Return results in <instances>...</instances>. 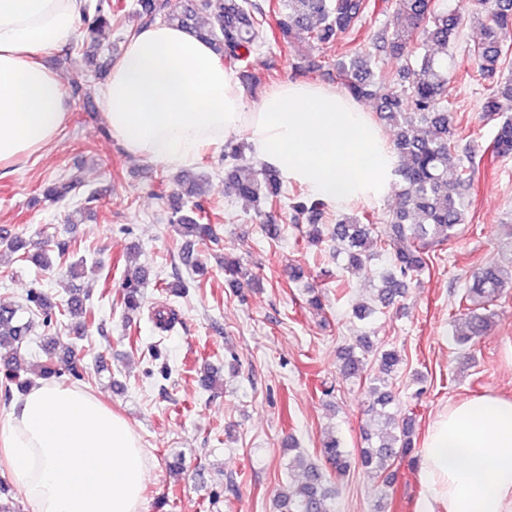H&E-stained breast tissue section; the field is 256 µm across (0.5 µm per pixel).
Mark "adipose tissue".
<instances>
[{
	"label": "adipose tissue",
	"instance_id": "adipose-tissue-1",
	"mask_svg": "<svg viewBox=\"0 0 512 512\" xmlns=\"http://www.w3.org/2000/svg\"><path fill=\"white\" fill-rule=\"evenodd\" d=\"M79 0H0V169L41 153L69 109L41 52L76 32ZM108 131L126 153L168 168L246 134L262 165L342 209L382 200L397 158L361 103L286 82L248 108L212 48L164 23L130 39L103 86ZM0 465L30 512H142L146 464L136 435L86 392L31 388L0 422ZM420 512H512V399L481 395L443 409L420 450Z\"/></svg>",
	"mask_w": 512,
	"mask_h": 512
}]
</instances>
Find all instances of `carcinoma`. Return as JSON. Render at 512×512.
<instances>
[{"instance_id":"obj_1","label":"carcinoma","mask_w":512,"mask_h":512,"mask_svg":"<svg viewBox=\"0 0 512 512\" xmlns=\"http://www.w3.org/2000/svg\"><path fill=\"white\" fill-rule=\"evenodd\" d=\"M397 28L393 32L377 31L372 38L374 53H352L336 60V74L346 92L354 98L376 100L380 120L393 127L392 148L396 154V176L399 189L397 203L382 221L363 213V218L344 216L330 229V240L336 242V253L347 259V267L361 270L381 253L388 256V268L381 273V285L371 301L353 308V316L363 321L378 312H385L404 297L408 281L428 267L435 248L456 236L459 227L469 223L470 201L463 188L471 181V171L457 154V118L448 110L451 76L445 51L459 31L467 24L473 11L459 2L450 7L440 0H396ZM483 9V39L474 49L473 62L478 75L494 83L485 98L482 112L497 121L491 145L496 158L512 157V118L501 115L502 102L512 110V77L504 75L507 51L499 34L512 28V0H475ZM367 0H272L263 5L255 0H181L180 9L171 11L168 0H136L134 10L141 26L163 21L179 27L208 43L224 66L239 72L242 84L250 91L260 85V79L247 65L253 49L265 40L256 16L270 10L276 15L280 42L293 47L297 42L330 43L339 35L353 33L366 22ZM125 6L118 0H88L82 5L85 37L95 41L98 32L121 21ZM439 47L444 54L418 53V41ZM400 62L391 72L382 67L383 58ZM241 149L234 147L224 157L234 161L225 187L235 195L253 203L277 205L283 197L279 174L268 167L256 168L240 161ZM179 182L188 195L196 198L197 217L181 215L170 218L183 240L179 258L183 264L204 272V265L194 254V246L217 241L215 225L205 222L209 177L194 170L179 174ZM76 179L52 182L43 193L52 199H63L76 191ZM296 215H309L307 242L319 245L324 241L320 224L326 209L324 203L295 197L291 205ZM37 270L54 267L49 250L42 249L26 256ZM224 273L236 282L250 276L239 260L224 257ZM145 271L137 267L125 271L121 285V304L128 314L142 307L141 287ZM512 288V264H485L474 273L472 283L465 288L456 306L465 319V329L457 341L465 346L482 335L490 326L493 312L489 309L506 288ZM25 309L42 316L47 326L66 317L79 328H87L96 320L95 311L84 303L80 289L74 287L64 303L57 305L39 288L26 297ZM20 308L0 305V347L21 346L26 342L30 326L21 322ZM372 343L368 337L342 348L340 374L344 379L363 376ZM382 376L373 379L369 387L372 407L384 419L378 442L362 449L361 465L392 483L390 468L400 458L414 451V420L406 418L395 423L386 408L394 401L387 376L402 363L396 348H388L375 356ZM29 372L43 380L61 375V369L51 355L34 367H24L16 356L0 362L4 388L23 389L31 384L24 376ZM322 462L300 459L302 480L295 486L284 485L278 492L286 512H333L331 498L336 490L328 487L331 475L343 476L350 469L349 454L340 441L332 436L322 442Z\"/></svg>"}]
</instances>
